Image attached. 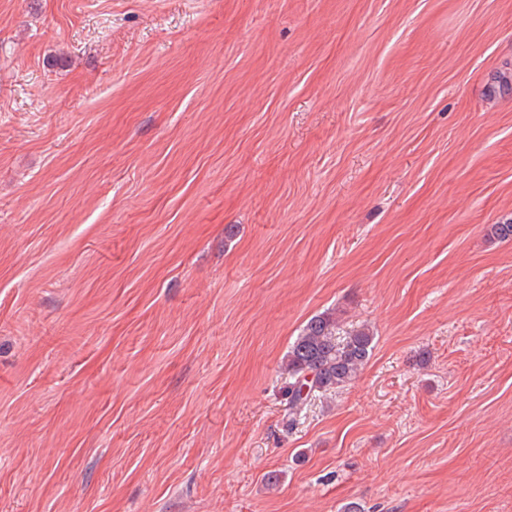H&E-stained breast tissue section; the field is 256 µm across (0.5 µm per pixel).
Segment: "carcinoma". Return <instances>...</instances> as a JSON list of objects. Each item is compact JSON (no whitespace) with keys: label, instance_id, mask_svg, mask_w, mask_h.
Segmentation results:
<instances>
[{"label":"carcinoma","instance_id":"1","mask_svg":"<svg viewBox=\"0 0 512 512\" xmlns=\"http://www.w3.org/2000/svg\"><path fill=\"white\" fill-rule=\"evenodd\" d=\"M336 319L328 314L311 318L288 350V370L294 382L288 389V405L300 409L316 392L345 386L369 361L374 336L367 328L336 338Z\"/></svg>","mask_w":512,"mask_h":512}]
</instances>
